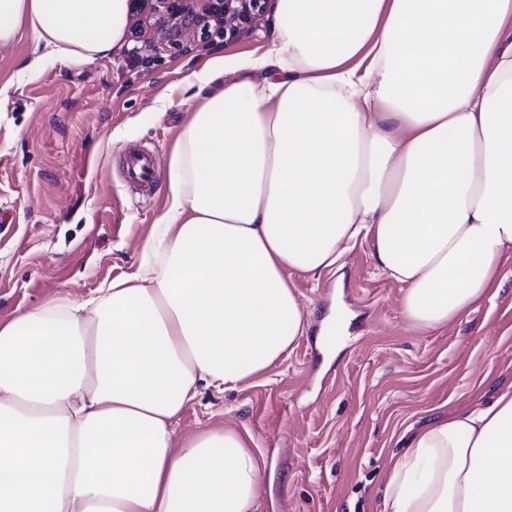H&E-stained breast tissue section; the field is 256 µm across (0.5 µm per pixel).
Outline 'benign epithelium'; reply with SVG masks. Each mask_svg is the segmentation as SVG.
Segmentation results:
<instances>
[{
  "label": "benign epithelium",
  "instance_id": "7a95c632",
  "mask_svg": "<svg viewBox=\"0 0 512 512\" xmlns=\"http://www.w3.org/2000/svg\"><path fill=\"white\" fill-rule=\"evenodd\" d=\"M154 31L143 48L153 51L164 45L178 49L181 39L210 37V22L224 20V37L233 39L257 24L274 0H146Z\"/></svg>",
  "mask_w": 512,
  "mask_h": 512
}]
</instances>
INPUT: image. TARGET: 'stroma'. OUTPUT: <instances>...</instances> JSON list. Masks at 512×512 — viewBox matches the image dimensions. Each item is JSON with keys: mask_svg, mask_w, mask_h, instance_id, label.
<instances>
[{"mask_svg": "<svg viewBox=\"0 0 512 512\" xmlns=\"http://www.w3.org/2000/svg\"><path fill=\"white\" fill-rule=\"evenodd\" d=\"M270 24L182 51H120L92 63L0 47V322L57 296L73 302L138 266L168 203V160L200 99L195 76L263 53ZM157 163L146 189L122 173L126 153ZM499 292L448 326L412 328L401 285L368 242L335 270L294 272L306 318L296 347L237 390H202L177 428L249 431L267 467L262 512H382L387 473L410 425L471 405L512 382V261Z\"/></svg>", "mask_w": 512, "mask_h": 512, "instance_id": "35a3bbf8", "label": "stroma"}]
</instances>
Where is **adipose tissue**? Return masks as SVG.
Listing matches in <instances>:
<instances>
[{"label": "adipose tissue", "instance_id": "obj_1", "mask_svg": "<svg viewBox=\"0 0 512 512\" xmlns=\"http://www.w3.org/2000/svg\"><path fill=\"white\" fill-rule=\"evenodd\" d=\"M128 0H0V46L93 61ZM260 80L198 76L132 273L0 322V512H260L249 431L176 444L207 387L306 331L290 273L367 240L428 331L512 261V0H278ZM383 512H512V382L408 427Z\"/></svg>", "mask_w": 512, "mask_h": 512}]
</instances>
